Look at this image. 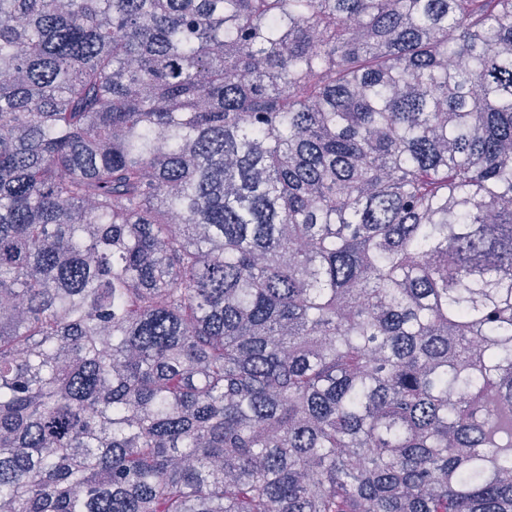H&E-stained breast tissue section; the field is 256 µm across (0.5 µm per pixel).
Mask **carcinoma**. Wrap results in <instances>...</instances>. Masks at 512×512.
Returning a JSON list of instances; mask_svg holds the SVG:
<instances>
[{
  "mask_svg": "<svg viewBox=\"0 0 512 512\" xmlns=\"http://www.w3.org/2000/svg\"><path fill=\"white\" fill-rule=\"evenodd\" d=\"M0 512H512V0H0Z\"/></svg>",
  "mask_w": 512,
  "mask_h": 512,
  "instance_id": "obj_1",
  "label": "carcinoma"
}]
</instances>
